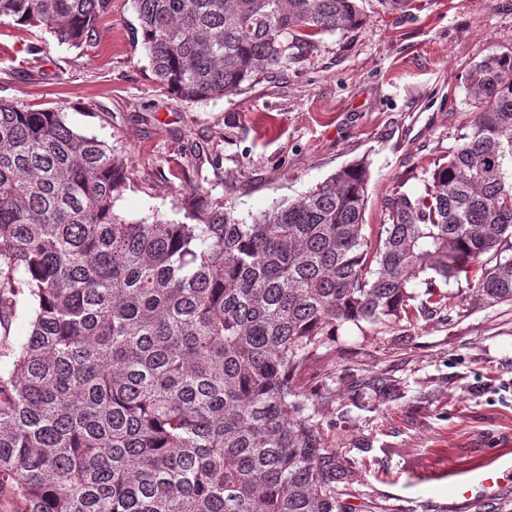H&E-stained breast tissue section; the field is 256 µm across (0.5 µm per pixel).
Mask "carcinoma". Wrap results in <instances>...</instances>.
<instances>
[{
	"instance_id": "obj_1",
	"label": "carcinoma",
	"mask_w": 512,
	"mask_h": 512,
	"mask_svg": "<svg viewBox=\"0 0 512 512\" xmlns=\"http://www.w3.org/2000/svg\"><path fill=\"white\" fill-rule=\"evenodd\" d=\"M132 3L155 84L193 103L364 22L360 0ZM111 9L0 0V21L77 46ZM466 90L471 132L373 241L366 161L249 222L197 186L182 221H132L111 145L0 99V323L30 317L0 336V490L21 512H344L321 402L294 383L310 357L349 323L447 307L452 280L512 306V56Z\"/></svg>"
}]
</instances>
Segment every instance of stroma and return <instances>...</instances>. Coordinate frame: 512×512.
Returning a JSON list of instances; mask_svg holds the SVG:
<instances>
[{
  "mask_svg": "<svg viewBox=\"0 0 512 512\" xmlns=\"http://www.w3.org/2000/svg\"><path fill=\"white\" fill-rule=\"evenodd\" d=\"M364 24L320 36L235 94L189 103L158 88L131 0H112L90 43L0 23V99L62 108L127 170L115 209L181 220L188 185L238 218L294 200L359 159L370 164L364 232L388 198L470 132L466 74L512 54V0H363ZM449 307L400 325H347L298 379L322 401V437L345 472L347 512H449L453 477L512 449V307ZM380 377L384 392L369 381Z\"/></svg>",
  "mask_w": 512,
  "mask_h": 512,
  "instance_id": "stroma-1",
  "label": "stroma"
}]
</instances>
